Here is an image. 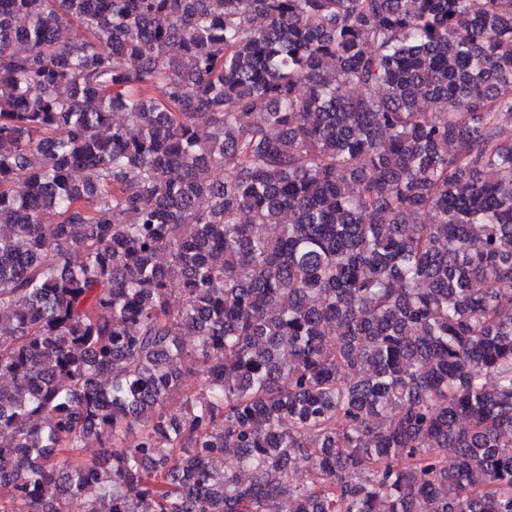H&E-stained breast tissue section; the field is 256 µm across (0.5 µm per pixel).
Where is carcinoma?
<instances>
[{
  "label": "carcinoma",
  "mask_w": 512,
  "mask_h": 512,
  "mask_svg": "<svg viewBox=\"0 0 512 512\" xmlns=\"http://www.w3.org/2000/svg\"><path fill=\"white\" fill-rule=\"evenodd\" d=\"M506 115L512 0H0V512H512Z\"/></svg>",
  "instance_id": "obj_1"
}]
</instances>
